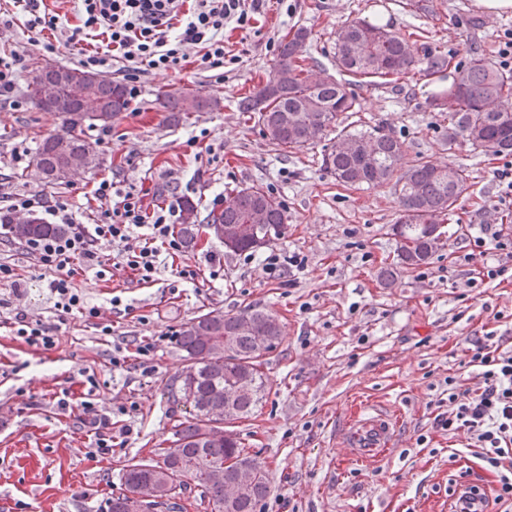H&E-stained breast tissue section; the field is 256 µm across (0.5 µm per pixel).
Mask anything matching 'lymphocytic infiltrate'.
<instances>
[{
	"instance_id": "1",
	"label": "lymphocytic infiltrate",
	"mask_w": 512,
	"mask_h": 512,
	"mask_svg": "<svg viewBox=\"0 0 512 512\" xmlns=\"http://www.w3.org/2000/svg\"><path fill=\"white\" fill-rule=\"evenodd\" d=\"M68 13L50 12L46 0H12L14 15L0 18V26L12 28L15 17H23L25 31L38 35L46 31L65 36L67 43L81 46L90 33L101 35L92 53L81 63L89 68L108 66L123 59L144 63L155 69L179 71L187 58L186 47L199 48L197 65H224V30L252 26L265 0H68ZM97 204L91 223L68 202L44 194L5 193L0 209L6 214L44 211L54 223L66 225L64 234L15 242L9 232H0V244L19 246L21 252L50 271L46 288L52 304L49 316H32L18 305L21 285L13 269L0 263V321L11 329L15 340L49 351L58 335L74 318L87 321L99 317L98 306L90 304L77 288L74 278L103 276L113 267L129 268L138 283L153 280L161 256L176 257L182 250L173 233L180 218L176 201L147 203L144 196L118 188L104 176L92 188ZM111 251H104V244ZM501 260L486 262L488 252ZM512 237L502 230L484 226L481 236L470 242L468 252L457 255L455 269L466 274L469 284L508 280L512 277ZM461 366L464 375H449L443 391L446 411L435 417L437 428L448 433H466L473 456L482 470L495 476L494 501L512 504V350L504 349L496 332L489 331L466 340ZM472 386H465V379ZM62 412H78V425L93 440L96 453L112 451V417L97 413L90 399H76L64 389L56 401Z\"/></svg>"
}]
</instances>
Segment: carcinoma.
Returning a JSON list of instances; mask_svg holds the SVG:
<instances>
[{
	"instance_id": "obj_1",
	"label": "carcinoma",
	"mask_w": 512,
	"mask_h": 512,
	"mask_svg": "<svg viewBox=\"0 0 512 512\" xmlns=\"http://www.w3.org/2000/svg\"><path fill=\"white\" fill-rule=\"evenodd\" d=\"M309 32L298 28L285 34L269 75L278 77L276 91L268 96L255 88L238 102L240 111L257 119L262 134L279 150L291 152L324 140L336 130V143L323 145L321 165L336 181L350 186L377 188L389 185L399 201L391 225L397 249L393 262L383 270L384 284L399 267L417 268L429 262L443 246L444 232H434L458 208L470 188L467 168L439 167L424 157L412 165L402 163L403 142L384 126L354 128L349 118L357 113V99L346 84L305 65L303 53ZM336 70L357 82L380 79L391 83L415 72L418 61L406 37L365 20L352 19L336 32ZM452 86L432 99L444 127L443 145L452 151L468 143L492 156L512 155V70L485 58L454 66ZM85 69L38 65L27 84L31 102L42 108V87L62 77L59 96L68 100ZM91 99L99 106L98 118L64 111V129L46 137L33 163L50 184L66 181L62 170L72 157L88 171L98 164L96 151L85 129L108 126L126 111L131 93L102 77L92 87ZM160 106L172 122L216 104L195 92L163 90ZM288 113V129L279 118ZM264 214L266 230L257 242L240 232ZM224 226V248L230 253L254 252L285 233L288 216L277 197L259 186L233 189L224 210L208 218ZM18 240L53 235L56 224L31 220L9 225ZM175 235L188 245L199 237L198 211L185 203ZM283 330L277 316L254 305L235 313H201L180 328L175 344L184 352V365L164 386L167 401L182 408L174 420L172 438L155 458L126 466L121 483L112 490L109 512H129V503L140 500L141 512H155L164 505L184 509L190 498L207 505L210 512H259L269 494L268 471L233 429H216L249 418L272 389L267 375V355L277 350Z\"/></svg>"
}]
</instances>
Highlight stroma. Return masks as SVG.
Segmentation results:
<instances>
[{"mask_svg":"<svg viewBox=\"0 0 512 512\" xmlns=\"http://www.w3.org/2000/svg\"><path fill=\"white\" fill-rule=\"evenodd\" d=\"M355 18L412 34L423 66L441 52L455 63L477 57L498 62L512 40V13H483L474 0H269L253 27L225 29L224 44L237 60L223 70L141 67L138 95L113 121L110 136L101 141L98 128L87 131L97 142L98 170L59 185L45 184L32 157L42 139L61 131L62 116L27 101L23 80L13 93L21 108L0 105V175L10 178L5 191L41 192L77 206L100 176L115 173L124 189L144 194L147 202H163L175 191L204 217L223 207L232 188L257 185L279 198L288 215L286 234L256 252L226 253L214 237L186 250L187 264L198 273L192 283L167 264L146 285L120 268L82 282L89 300L102 307L100 323L69 321L52 350L21 346L0 328V406L9 412L0 418V499L10 502L12 512H105L124 466L153 458L180 415L162 395L183 362L174 344L177 331L201 310L234 313L249 303L275 313L284 331L267 367L274 388L237 427L269 472L270 494L260 512H449L448 482L473 458L466 435L433 424L443 381L460 372L465 339L482 327L494 328L504 348L512 349V282L481 284L469 298L465 278L449 271L481 225L501 223L512 233V197L498 177L512 167V156H488L466 143L452 152L443 146L440 118L428 102L452 83V67L430 79L355 87L362 116L395 132L405 162L424 156L471 174L459 222L444 224L450 234L445 247L424 270L401 271L383 288L378 272L396 250L389 231L398 215L395 195L386 187L340 185L322 168L320 146L282 153L238 109L239 99L268 75L288 30L308 29L307 64L332 74L336 30ZM14 50L31 64L78 62L64 40L46 51L19 24L0 30V54ZM182 87L216 98L218 107L169 125L156 94ZM17 152L22 160L16 164ZM274 252L298 253L305 266L293 274L268 268L265 259ZM1 261L15 268L26 287L24 309L44 313L48 272L17 250H0ZM216 269L221 275L214 280L210 273ZM115 296L125 311H112ZM497 310L504 321L494 320ZM103 323L111 324V335H102ZM120 337L155 344L152 374L109 371ZM85 371L97 376V410L137 406L132 415H119L120 425L132 432L116 436L108 455H90L75 420L57 414L50 403L59 389L77 387ZM357 408L400 421L383 461L348 460L336 444L337 429ZM452 449L459 453L454 462L448 459Z\"/></svg>","mask_w":512,"mask_h":512,"instance_id":"35a3bbf8","label":"stroma"}]
</instances>
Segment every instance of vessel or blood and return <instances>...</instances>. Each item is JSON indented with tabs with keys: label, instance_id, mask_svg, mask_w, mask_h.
Instances as JSON below:
<instances>
[{
	"label": "vessel or blood",
	"instance_id": "b4317fda",
	"mask_svg": "<svg viewBox=\"0 0 512 512\" xmlns=\"http://www.w3.org/2000/svg\"><path fill=\"white\" fill-rule=\"evenodd\" d=\"M397 427V419L390 416H356L339 434L338 444L350 458L374 463L388 453L395 440Z\"/></svg>",
	"mask_w": 512,
	"mask_h": 512
}]
</instances>
